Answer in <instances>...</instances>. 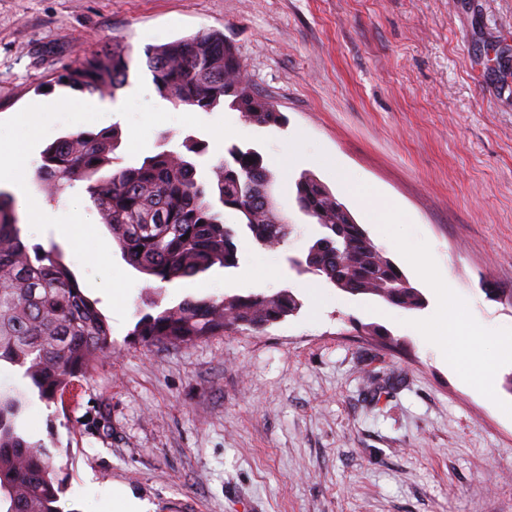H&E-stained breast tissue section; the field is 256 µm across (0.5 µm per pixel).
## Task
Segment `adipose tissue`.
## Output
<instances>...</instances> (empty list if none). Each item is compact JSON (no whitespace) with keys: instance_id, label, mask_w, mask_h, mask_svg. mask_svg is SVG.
Listing matches in <instances>:
<instances>
[{"instance_id":"obj_1","label":"adipose tissue","mask_w":512,"mask_h":512,"mask_svg":"<svg viewBox=\"0 0 512 512\" xmlns=\"http://www.w3.org/2000/svg\"><path fill=\"white\" fill-rule=\"evenodd\" d=\"M442 298L451 302V309H440L434 318L419 322L416 326L417 331L434 344L438 341L441 327H448L456 338L457 353L472 359V384L483 390L489 389L490 379L497 364L493 360L475 356L473 348L478 340L485 338L497 342L503 354L512 357V329H490L473 325L470 307L461 300L459 295L446 288L442 291Z\"/></svg>"}]
</instances>
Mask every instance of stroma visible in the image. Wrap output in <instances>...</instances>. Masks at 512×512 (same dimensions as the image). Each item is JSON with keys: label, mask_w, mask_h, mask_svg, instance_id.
<instances>
[{"label": "stroma", "mask_w": 512, "mask_h": 512, "mask_svg": "<svg viewBox=\"0 0 512 512\" xmlns=\"http://www.w3.org/2000/svg\"><path fill=\"white\" fill-rule=\"evenodd\" d=\"M208 31L224 32L285 123L259 127L228 107L201 118L227 119L244 146L262 138L254 146L296 231L274 250L239 235L238 269L162 291L135 274L122 320L84 283L60 232L26 231L30 244L63 251L112 334L111 356L52 404L18 368L0 367V389L29 401L27 436L62 468L61 506L94 512L99 488L121 485L146 512H512V361L487 395L470 384L469 360L424 344L411 324L436 297L401 248L428 244L435 278L470 298L477 324L512 325V0H0V121L71 96L56 77L115 43L130 61L114 105L143 81L147 100L172 111L146 51ZM163 132L208 141L200 175L224 154L209 133L174 121L151 130L147 152ZM304 171L364 225L423 294L422 309L289 268L319 232L294 207ZM25 183L52 215L75 197L97 213L76 187L51 201L34 168ZM485 283L500 295L488 298ZM283 288L301 309L260 333L155 346L133 334L154 304Z\"/></svg>", "instance_id": "1"}]
</instances>
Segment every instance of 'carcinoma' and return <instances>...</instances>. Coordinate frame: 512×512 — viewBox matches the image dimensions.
<instances>
[{"instance_id": "cac0c4a2", "label": "carcinoma", "mask_w": 512, "mask_h": 512, "mask_svg": "<svg viewBox=\"0 0 512 512\" xmlns=\"http://www.w3.org/2000/svg\"><path fill=\"white\" fill-rule=\"evenodd\" d=\"M146 58L157 93L176 107L212 112L227 105L254 125L283 123L272 103L241 79L242 63L222 32L164 43ZM128 72L129 52L115 46L65 69L57 84L113 96L126 86ZM169 143L163 135L158 152L127 163L117 154L120 128L72 132L41 151L37 176L56 195L86 185L125 261L159 288L215 268L238 267L240 231L265 249L288 243L296 225L273 202L274 175L257 150L229 143L212 175L203 177L198 158L208 144L191 135L178 149ZM295 202L320 227L306 253L290 258L296 273L404 310L424 306L421 292L404 285L397 264L312 174L303 172L295 181ZM226 210L238 214L239 228L224 223ZM301 306L288 289L190 297L155 314L143 313L133 335L148 345L188 344L228 329L261 331ZM111 352L107 318L82 292L63 251L26 244L15 201L0 190V363L22 369L32 390L49 404ZM26 407L23 394L0 392V512H62L64 479L44 445L24 434Z\"/></svg>"}]
</instances>
